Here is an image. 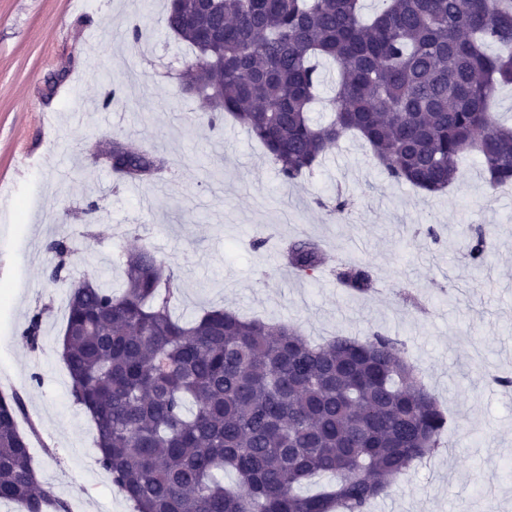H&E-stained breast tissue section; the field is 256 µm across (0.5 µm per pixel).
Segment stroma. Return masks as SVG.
Listing matches in <instances>:
<instances>
[{"mask_svg":"<svg viewBox=\"0 0 512 512\" xmlns=\"http://www.w3.org/2000/svg\"><path fill=\"white\" fill-rule=\"evenodd\" d=\"M165 11L166 0H0V387L26 403L19 423L34 427L41 481L70 512H131L97 462L95 427L56 352L69 286L47 282L46 245L62 231L76 280L120 287L121 254L153 250L178 277L177 318L225 306L292 322L317 342L373 329L398 338L448 431L444 451L393 481L372 512H512V399L488 380L512 374V194L487 199L472 154L447 193L426 194L388 180L352 137L313 177L282 181L244 127L200 123L197 97L175 77L192 50L165 29ZM135 24L138 41L127 35ZM109 91L111 109L96 108ZM105 137L162 150L169 167L149 182L117 179L93 157ZM338 192L352 201L341 221L316 204ZM470 224L492 229L478 270ZM260 233L267 246L252 250ZM302 235L327 255L314 280L270 261ZM354 254L377 291L337 284L331 267ZM46 303L33 350L21 333Z\"/></svg>","mask_w":512,"mask_h":512,"instance_id":"35a3bbf8","label":"stroma"}]
</instances>
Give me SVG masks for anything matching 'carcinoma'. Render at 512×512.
<instances>
[{"label": "carcinoma", "instance_id": "obj_1", "mask_svg": "<svg viewBox=\"0 0 512 512\" xmlns=\"http://www.w3.org/2000/svg\"><path fill=\"white\" fill-rule=\"evenodd\" d=\"M375 2L365 16L363 0H169L164 24L193 49L179 79L207 108L204 123L232 117L285 182L314 174L355 134L390 180L429 194L457 182L466 153L480 156L489 190L511 187L512 127L489 106L512 86V0ZM321 59L338 77L329 121L315 124ZM101 151L131 180L168 168L127 141ZM467 248L482 265L485 227L470 229ZM48 250V280L66 282L68 237ZM281 256L304 277L326 262L310 237ZM121 265L119 292L98 277L72 285L59 355L96 427L98 463L133 512H371L392 481L442 448L448 418L400 340L376 330L313 343L291 323L228 307L186 322L171 310L177 276L153 250L130 249ZM335 277L352 294L373 283L357 260ZM48 312L36 309L23 331L32 350ZM24 410L17 392H0V502L69 512L37 479L18 424ZM224 470L234 486H224ZM324 475L335 483L300 493Z\"/></svg>", "mask_w": 512, "mask_h": 512}]
</instances>
